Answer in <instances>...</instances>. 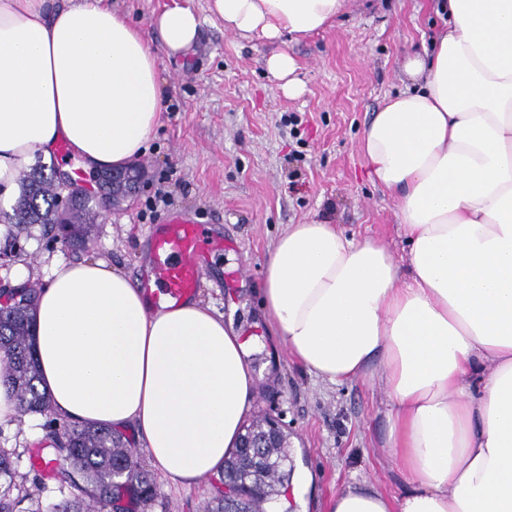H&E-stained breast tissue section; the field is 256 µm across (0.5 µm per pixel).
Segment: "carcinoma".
<instances>
[{
  "instance_id": "cac0c4a2",
  "label": "carcinoma",
  "mask_w": 512,
  "mask_h": 512,
  "mask_svg": "<svg viewBox=\"0 0 512 512\" xmlns=\"http://www.w3.org/2000/svg\"><path fill=\"white\" fill-rule=\"evenodd\" d=\"M60 192L43 166L25 175L12 220L16 225L44 224L55 229L65 246L83 248L91 237L94 198L83 195L59 207ZM40 288L0 293V384L17 399L18 417L46 414L51 397L39 388L34 348L36 305ZM29 455H54L63 465L57 485L61 499L49 502L30 492H16L12 478L16 449L0 448V512H112L119 500L129 508L147 507L157 497V481L142 468L135 449L121 434L93 423L66 426L50 420L40 447ZM286 448H262L255 456L238 448L226 458L205 512H277L281 488L288 484Z\"/></svg>"
}]
</instances>
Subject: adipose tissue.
I'll return each mask as SVG.
<instances>
[{
    "label": "adipose tissue",
    "instance_id": "ef3b65f1",
    "mask_svg": "<svg viewBox=\"0 0 512 512\" xmlns=\"http://www.w3.org/2000/svg\"><path fill=\"white\" fill-rule=\"evenodd\" d=\"M348 0H211L226 31L269 41L330 26ZM446 30L408 58L360 148L398 201L407 261L334 224H292L266 262L263 317L302 367L386 392L404 489L337 491L330 512H512V0H441ZM171 54L200 17L163 10ZM158 59L102 0H0V192L66 144L84 170L145 154L163 108ZM60 422L134 431L191 486L220 470L253 407L247 342L201 300L155 303L102 258L53 261L36 316Z\"/></svg>",
    "mask_w": 512,
    "mask_h": 512
}]
</instances>
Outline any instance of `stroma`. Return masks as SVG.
I'll list each match as a JSON object with an SVG mask.
<instances>
[{
	"mask_svg": "<svg viewBox=\"0 0 512 512\" xmlns=\"http://www.w3.org/2000/svg\"><path fill=\"white\" fill-rule=\"evenodd\" d=\"M144 32L161 65L167 107L141 162L147 175L131 198L99 217L85 252L65 247L43 225L10 224L0 201V284L23 266L43 271L52 258L105 257L131 279L141 270L153 224L182 214L224 239L213 252L198 298L257 337L250 361L259 378L252 416L278 418L288 436L296 512H328L336 491L401 488L385 446L388 400L369 380L331 384L291 360L267 331L259 306L264 264L291 224L339 225L356 239L382 240L403 257L396 200L366 174L360 139L388 96L408 85L407 54L422 51L443 26L436 0H349L327 29L282 44L241 38L212 17L209 0H104ZM179 5L202 20L192 51L167 54L154 15ZM285 50L305 91L284 95L264 61ZM47 419L0 422V448H32ZM212 477L189 489L160 480L149 512H203Z\"/></svg>",
	"mask_w": 512,
	"mask_h": 512,
	"instance_id": "1",
	"label": "stroma"
}]
</instances>
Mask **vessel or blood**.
<instances>
[{"label":"vessel or blood","mask_w":512,"mask_h":512,"mask_svg":"<svg viewBox=\"0 0 512 512\" xmlns=\"http://www.w3.org/2000/svg\"><path fill=\"white\" fill-rule=\"evenodd\" d=\"M151 266L145 288H157L175 302L192 296L204 270V261L222 242L193 221L173 216L150 231Z\"/></svg>","instance_id":"b4317fda"}]
</instances>
